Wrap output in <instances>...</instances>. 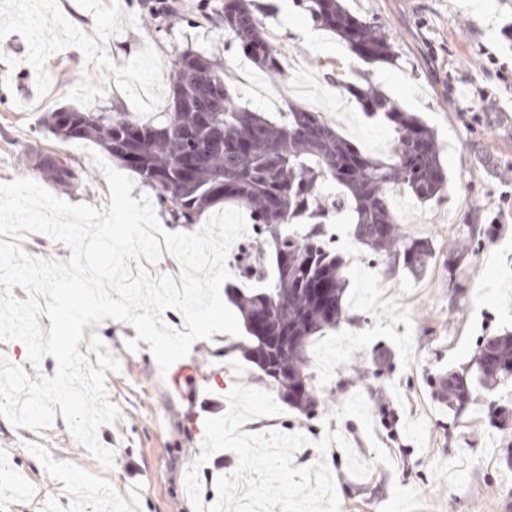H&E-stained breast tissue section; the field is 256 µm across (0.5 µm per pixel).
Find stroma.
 <instances>
[{"mask_svg":"<svg viewBox=\"0 0 512 512\" xmlns=\"http://www.w3.org/2000/svg\"><path fill=\"white\" fill-rule=\"evenodd\" d=\"M147 0H0V182L24 177L72 204L110 203L92 142L62 141L43 118L63 106L86 112L121 107L161 122L172 106L173 61L182 52L218 56L232 69L244 56L212 22L224 0H168L157 16ZM267 37L276 41L283 78L254 63L226 83L235 101L278 118L296 104L320 113L361 151L387 157L394 132L382 116L362 111L349 85L373 84L413 112L437 136L448 175L443 194L423 203L406 190L391 203L407 238L429 239L435 255L421 275L392 268L384 255L355 241L353 214L331 212L322 226L343 258L346 293L335 328L314 337L310 353L330 372L310 413L284 407L255 418L247 432L300 433L308 443L292 457L303 468L325 458L341 512H512L504 447L512 429L491 426L495 408H512V386L480 392L461 414L436 395L439 374L467 366L492 336L512 333V0H345L356 15L385 28L392 62L368 64L323 30L302 0H256ZM315 31L319 42L307 39ZM71 155L90 177L68 192L25 166L27 150ZM120 362L107 373L111 402L121 408L98 438L115 452L104 468L72 435L63 417L42 430L0 417V480L26 492L0 498V512H69L72 489L84 482L110 489L91 512H193L185 476L198 458L207 418L223 415L235 385L273 391L259 368L216 333L193 343L196 365L172 390L149 351L125 343L136 331L105 319L85 327ZM223 390H214V375ZM363 393L377 440L392 464L375 463L360 422L333 413ZM396 427H388L386 412ZM340 433L371 463L364 477L348 470L339 446L319 454L326 433Z\"/></svg>","mask_w":512,"mask_h":512,"instance_id":"35a3bbf8","label":"stroma"}]
</instances>
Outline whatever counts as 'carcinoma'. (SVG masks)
Instances as JSON below:
<instances>
[{
  "label": "carcinoma",
  "mask_w": 512,
  "mask_h": 512,
  "mask_svg": "<svg viewBox=\"0 0 512 512\" xmlns=\"http://www.w3.org/2000/svg\"><path fill=\"white\" fill-rule=\"evenodd\" d=\"M305 4L362 60L381 63L394 56L390 35L352 13L343 0ZM219 20L246 58L272 75L280 73L278 54L251 0H224ZM223 73L215 56L180 53L174 62L172 110L162 123L136 120L117 108L85 112L74 107L49 113L44 123L61 141L91 140L119 159L155 191L176 224H194L223 201L246 208L262 225L264 239L253 253L252 269L263 270L270 259L272 278L252 293L228 290L249 335L242 354L274 379L289 405L306 412L321 391L310 371L308 347L312 337L341 319L346 290L343 259L320 239L329 216L321 199L323 184L332 180L342 187L360 243L418 274L434 249L401 233L390 189L402 187L425 203L442 194L447 175L433 130L370 84L348 90L363 111L382 115L393 127L394 146L385 159L360 152L317 112L295 106L288 109V120L273 121L238 105ZM34 169L66 190L86 188L83 171L67 157L47 153ZM300 220L312 224L309 232L300 238L288 234V225ZM492 384H512V334L488 339L472 373L448 372L439 398L459 411L475 386Z\"/></svg>",
  "instance_id": "1"
}]
</instances>
